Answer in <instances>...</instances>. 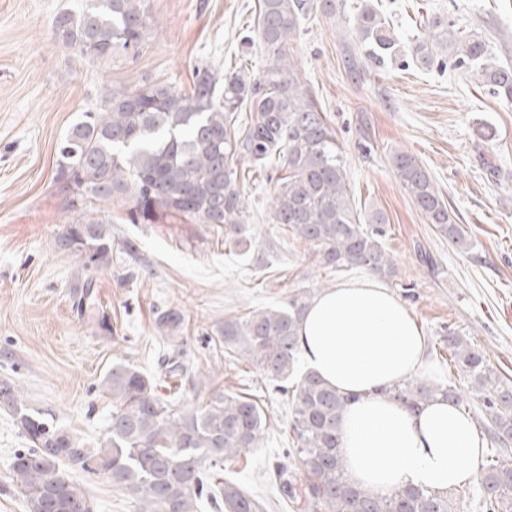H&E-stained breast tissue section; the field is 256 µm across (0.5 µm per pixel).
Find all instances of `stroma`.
<instances>
[{"mask_svg":"<svg viewBox=\"0 0 512 512\" xmlns=\"http://www.w3.org/2000/svg\"><path fill=\"white\" fill-rule=\"evenodd\" d=\"M83 4L0 0V379L19 385L48 423L94 447L112 413L101 389L111 366L154 377L166 358L180 355L190 376L164 385V397L197 408L217 387L249 395L266 414L260 447L226 462L224 477L265 499L267 512H308L303 498L280 499L267 479L288 446L285 397L262 368L229 358L218 336L225 318L286 305L301 289L320 292L362 278V270L320 266L310 245L271 223L274 185L258 175L245 182L249 252L225 243L218 225L177 218L132 224L120 205L109 212L110 266L84 267L59 244L68 218L58 179L67 131L112 88L164 82L187 89L204 63L258 74L265 58L242 46L258 0H147L157 28L139 52L95 63L51 32L58 13ZM364 4L406 38L448 17L512 66V0H342L345 23L311 16L292 52L344 150L358 209L378 208L389 219L393 292L427 339L431 382L457 376L445 341L452 330L512 379V103L467 79L447 52L431 67L407 56L361 63L352 27ZM397 149L428 168L466 231V247L449 243L413 204L390 165ZM167 309L183 316L171 335L155 325ZM27 446L0 405V512H26L9 463ZM71 478L93 512H136L105 476Z\"/></svg>","mask_w":512,"mask_h":512,"instance_id":"35a3bbf8","label":"stroma"}]
</instances>
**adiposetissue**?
<instances>
[{"mask_svg":"<svg viewBox=\"0 0 512 512\" xmlns=\"http://www.w3.org/2000/svg\"><path fill=\"white\" fill-rule=\"evenodd\" d=\"M298 336L306 367L350 398L340 450L356 484L387 497L470 480L486 446L472 420L441 396L413 412L386 395L434 371L423 331L398 297L371 278L328 289L308 304Z\"/></svg>","mask_w":512,"mask_h":512,"instance_id":"obj_1","label":"adipose tissue"}]
</instances>
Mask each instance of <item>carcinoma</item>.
<instances>
[{
	"mask_svg": "<svg viewBox=\"0 0 512 512\" xmlns=\"http://www.w3.org/2000/svg\"><path fill=\"white\" fill-rule=\"evenodd\" d=\"M339 0H260L255 28L265 69L248 77L238 69L210 66L195 72L190 90L163 83L114 89L99 108L85 112L60 147L59 179L69 193L70 214L60 242L85 266L104 268L112 259L110 220L103 209L126 207L132 224H154L161 216L224 226V242L251 245L245 172H264L272 161L277 177L270 220L284 224L316 251L320 265L336 271L361 269L385 281L396 276L384 246L388 218L379 209L357 212L347 188L342 147L321 106L291 60L302 21L312 14L333 18ZM157 27L144 0H86L79 12L54 18L56 39L91 61L137 52ZM353 32L369 60L381 62L404 50L378 10L364 7ZM454 45L458 64L493 93L512 102V67L496 62L478 35L457 34L448 18L436 17L417 35L412 54L434 64L436 41ZM391 168L427 223L448 242L466 243L463 227L435 186L426 166L411 152L396 150ZM311 292H299L283 308H263L224 320L218 341L232 356L261 366L287 397L292 447L274 465L280 493L296 490L289 464L307 474L303 490L312 512H455L448 492L412 487L379 498L354 485L339 454V424L348 398L311 371L299 372L298 326ZM182 315L164 311L156 325L176 331ZM460 381L430 385L411 378L389 394L415 411L438 396L478 404L496 447L486 454L477 483L486 512H512V457L499 451L512 443V381L462 336L445 337ZM188 371L173 360L159 380ZM112 397V415L97 448L77 435L27 412L21 388L0 380V395L32 447L15 454L11 471L27 512H93L80 485L59 470L106 476L138 505L137 512H265L239 484L221 475L224 463L260 447L265 418L252 399L217 390L206 406L172 408L156 382L132 367L112 366L102 380Z\"/></svg>",
	"mask_w": 512,
	"mask_h": 512,
	"instance_id": "cac0c4a2",
	"label": "carcinoma"
}]
</instances>
